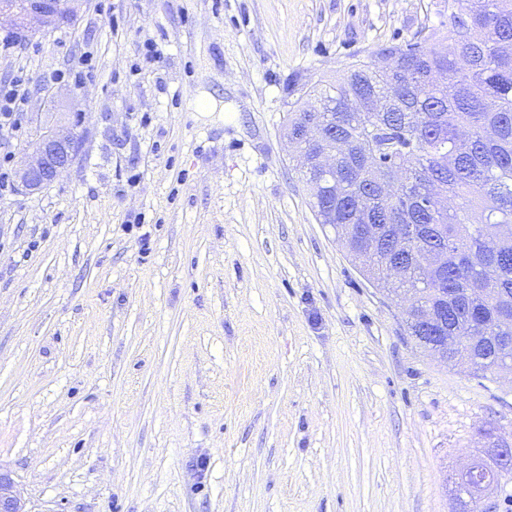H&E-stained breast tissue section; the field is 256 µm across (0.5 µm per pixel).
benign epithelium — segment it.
Returning <instances> with one entry per match:
<instances>
[{"mask_svg": "<svg viewBox=\"0 0 512 512\" xmlns=\"http://www.w3.org/2000/svg\"><path fill=\"white\" fill-rule=\"evenodd\" d=\"M75 0H0V30L23 43L73 23ZM76 112H55L37 123L26 147L28 162L15 171L20 190L33 194L71 167L84 149ZM0 512H29L12 471L0 467Z\"/></svg>", "mask_w": 512, "mask_h": 512, "instance_id": "benign-epithelium-1", "label": "benign epithelium"}]
</instances>
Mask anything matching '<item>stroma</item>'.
I'll return each mask as SVG.
<instances>
[{"mask_svg":"<svg viewBox=\"0 0 512 512\" xmlns=\"http://www.w3.org/2000/svg\"><path fill=\"white\" fill-rule=\"evenodd\" d=\"M75 8L0 32V85L30 87L10 168L49 95L85 114L54 183L0 192V465L29 512H458L482 429L512 439V378L417 345L283 136L292 76L425 41L448 0Z\"/></svg>","mask_w":512,"mask_h":512,"instance_id":"stroma-1","label":"stroma"}]
</instances>
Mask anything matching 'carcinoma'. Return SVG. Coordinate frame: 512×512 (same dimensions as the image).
<instances>
[{
  "mask_svg": "<svg viewBox=\"0 0 512 512\" xmlns=\"http://www.w3.org/2000/svg\"><path fill=\"white\" fill-rule=\"evenodd\" d=\"M400 47L389 69L361 62L334 82L295 88L288 133L308 127L315 155L336 143V171L301 170L311 207L376 288L438 314L432 335L456 337L453 360L485 378L512 360V0H448V27ZM416 232L443 268L421 277L416 253L393 279L381 257ZM488 487L512 480L496 457L476 463Z\"/></svg>",
  "mask_w": 512,
  "mask_h": 512,
  "instance_id": "carcinoma-1",
  "label": "carcinoma"
}]
</instances>
